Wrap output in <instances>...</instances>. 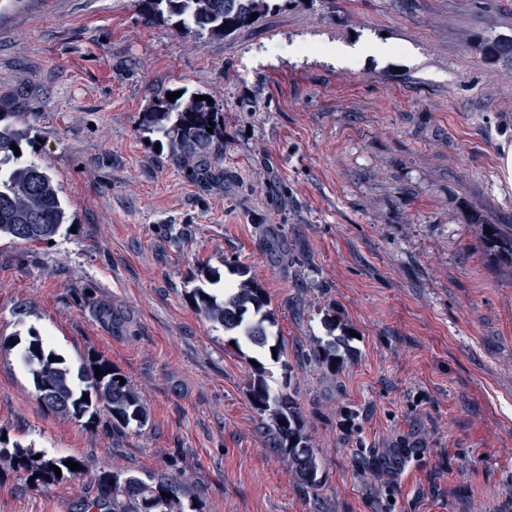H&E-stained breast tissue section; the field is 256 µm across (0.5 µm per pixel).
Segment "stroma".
<instances>
[{
    "label": "stroma",
    "instance_id": "stroma-1",
    "mask_svg": "<svg viewBox=\"0 0 512 512\" xmlns=\"http://www.w3.org/2000/svg\"><path fill=\"white\" fill-rule=\"evenodd\" d=\"M497 34L512 0L295 6L226 40L145 22L136 0H0V97L70 215L53 244L0 240V430L86 466L36 487L0 459V512H89L102 470L177 481L205 512H512V266L479 225H512V73L477 50ZM353 41L388 51L328 58ZM180 89L224 111L221 187L201 190L140 127ZM204 264L214 293L238 264L266 289L278 356L195 311ZM328 318L351 336L333 373L306 357ZM33 330L70 367L120 369L147 424L48 410L24 362ZM256 360L304 417L313 492L249 401ZM396 447V473L366 467Z\"/></svg>",
    "mask_w": 512,
    "mask_h": 512
}]
</instances>
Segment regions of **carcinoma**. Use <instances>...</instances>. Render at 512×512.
I'll use <instances>...</instances> for the list:
<instances>
[{
	"instance_id": "1",
	"label": "carcinoma",
	"mask_w": 512,
	"mask_h": 512,
	"mask_svg": "<svg viewBox=\"0 0 512 512\" xmlns=\"http://www.w3.org/2000/svg\"><path fill=\"white\" fill-rule=\"evenodd\" d=\"M315 0H139L142 17L175 20L177 32L182 35L209 36L228 39L238 31L251 27L275 10H283L292 3ZM258 18L251 19L252 14ZM480 55L486 62L501 63L512 71V40L501 42L488 38L480 45ZM202 92H182L174 101L161 100L148 106L141 116L140 126L161 136L168 148L169 160L189 172V177L201 187L224 181V113L208 101L197 100ZM19 116L10 105L0 100V239L14 242L41 243L52 239L61 226L68 223L67 208L59 196L53 177L40 164L25 158V132L15 128L13 120ZM214 126H209V123ZM213 132H208L207 128ZM20 148L14 154L12 147ZM491 233L481 232L487 246L512 264V233L505 234L495 225ZM239 283L224 292L223 297L199 286L190 293L194 309L205 320L224 332L244 337L256 350L269 347V327L274 325L269 299L257 281L248 277L244 268H237ZM327 338L316 340L310 357L330 373L336 372L340 351H349L348 337L335 336V320L325 321ZM55 352L42 351L38 338H33L25 353L33 387L37 397L51 411L66 417L82 419L106 413L114 432H126L131 426L143 427L149 418L146 406L137 390L130 384H120L116 377L121 372L110 362L90 357L72 373L66 362L51 361ZM101 376H95V371ZM252 404L261 415L268 416L267 425L273 448L288 462L296 484L305 492L317 489L321 482V466L315 449L304 430L303 416L293 396L272 393L262 377L249 385ZM88 397L89 401L82 400ZM410 449L389 448L368 466L394 472ZM0 457H6L14 470L31 484H56L65 477H76L85 468L77 457H49L30 447L16 443L12 448H0ZM79 464L75 470L66 461ZM61 470L56 476L52 466ZM99 497L93 507L108 508L112 512H203L195 501L186 498L182 486L166 478L147 481L121 477L117 473L101 471L95 477ZM166 496H161V493Z\"/></svg>"
}]
</instances>
